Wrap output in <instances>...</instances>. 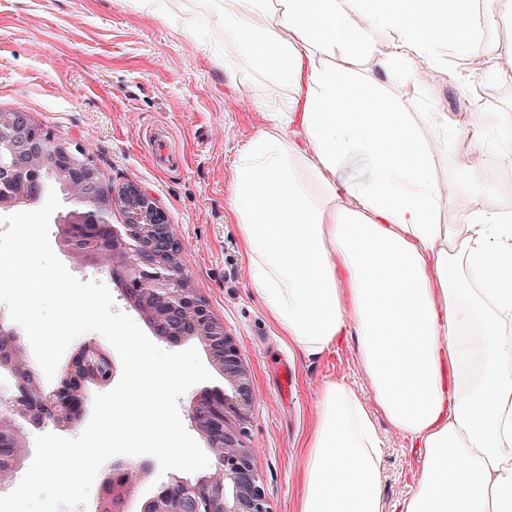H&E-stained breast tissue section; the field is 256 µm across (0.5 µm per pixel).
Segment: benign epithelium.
<instances>
[{
  "label": "benign epithelium",
  "instance_id": "obj_1",
  "mask_svg": "<svg viewBox=\"0 0 512 512\" xmlns=\"http://www.w3.org/2000/svg\"><path fill=\"white\" fill-rule=\"evenodd\" d=\"M21 180L13 194L0 190V209L32 204L42 198L43 178H54L69 190L80 184L83 194L74 195V208L60 217L64 239L75 255L91 253L98 241L112 240V258L99 268L126 288L144 283L150 290L141 295L138 312L153 333L178 343L198 338L219 365L231 392H204L194 398L188 418L198 424L207 419L209 431L224 438V447L211 449L215 468L195 482L173 478L162 492L148 501V512H269L261 476L252 453L241 440L242 431L231 424L244 422L253 402L250 379L237 349L224 333V325L191 288H179L185 278L180 266L169 259L178 249L165 213L139 187L128 184L118 190L105 186L98 168L85 148L66 138L36 127L27 113H0V177ZM131 204L122 224L111 222L113 198ZM114 364L98 345L83 344L58 377L55 390L35 392L51 406V412L35 415L29 404L31 393L15 388L0 400V447L26 454L24 423L43 425L79 421L85 412L84 387L97 367ZM130 475L112 479L96 504L103 512L104 498L112 494L124 501L131 492Z\"/></svg>",
  "mask_w": 512,
  "mask_h": 512
}]
</instances>
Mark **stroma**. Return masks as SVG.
I'll return each instance as SVG.
<instances>
[{
    "mask_svg": "<svg viewBox=\"0 0 512 512\" xmlns=\"http://www.w3.org/2000/svg\"><path fill=\"white\" fill-rule=\"evenodd\" d=\"M214 0H166L143 13L136 0H0V111L26 112L32 122L84 145L103 183L139 185L162 209L180 245L178 260L192 288L236 345L249 373L253 405L242 440L257 459L270 512H298L303 446L313 431L318 398L329 380L347 383L366 405L374 400L355 337L339 350L305 359L284 341L249 276L233 214L235 164L242 147L268 124L264 102L289 90L269 72L225 67L232 43L213 22ZM512 86V55L469 67L448 53L427 86L383 81L402 111L448 115V148L435 154L441 185L462 178L466 147L480 167L497 157L472 139L462 116L487 111L489 89ZM166 130L179 169L154 161L149 135ZM53 251L77 278L106 283L115 311L132 308L115 281L84 266L51 224ZM288 365L292 390L282 395L278 369ZM384 444L381 493L385 512H400L421 459L404 436L373 414Z\"/></svg>",
    "mask_w": 512,
    "mask_h": 512,
    "instance_id": "35a3bbf8",
    "label": "stroma"
}]
</instances>
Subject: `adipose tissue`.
Masks as SVG:
<instances>
[{
	"label": "adipose tissue",
	"mask_w": 512,
	"mask_h": 512,
	"mask_svg": "<svg viewBox=\"0 0 512 512\" xmlns=\"http://www.w3.org/2000/svg\"><path fill=\"white\" fill-rule=\"evenodd\" d=\"M465 4L219 0L215 12L239 61L276 60L290 90L267 100L269 124L235 168L252 284L304 356L356 336L377 407L424 461L402 512H512V211L471 163L441 186L432 151L448 144L447 115L429 112L420 132L371 74L421 82L441 53L503 54L473 38ZM446 201L460 223H440ZM381 448L357 393L326 381L299 512H383Z\"/></svg>",
	"instance_id": "obj_1"
}]
</instances>
